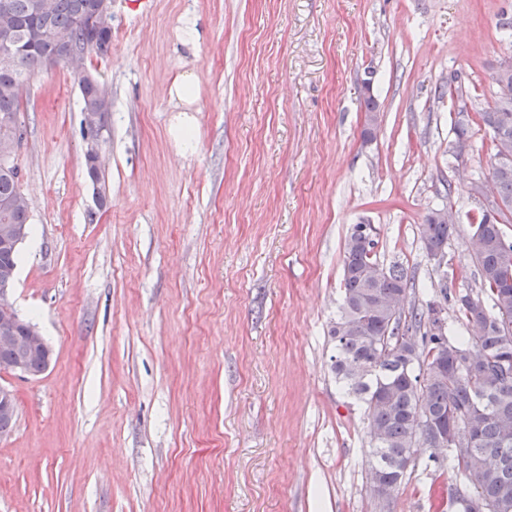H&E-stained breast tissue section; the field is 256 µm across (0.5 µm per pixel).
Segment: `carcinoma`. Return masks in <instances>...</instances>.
Instances as JSON below:
<instances>
[{"label": "carcinoma", "mask_w": 512, "mask_h": 512, "mask_svg": "<svg viewBox=\"0 0 512 512\" xmlns=\"http://www.w3.org/2000/svg\"><path fill=\"white\" fill-rule=\"evenodd\" d=\"M8 24L16 42L0 53L22 54V67L0 64V137L24 139L19 121L23 93L35 70L53 54L51 30L88 55L105 57L111 37L85 22L95 0H48L50 17L36 7L43 0H9ZM82 110L100 102L104 86L78 79ZM20 171L0 173V198L15 206L0 213L1 224L29 230L28 204L19 186ZM499 198L512 213V167L497 174ZM479 242L469 249L480 286L458 298L466 324L476 336L448 335L447 317L436 303L410 312L391 309L408 280L398 265L381 267L373 259L375 241L352 233L344 247L340 315L331 327L336 343L334 370L347 393L366 406L376 458L372 470L395 489L415 466L416 449L432 447L440 428L464 430L469 450L448 452L456 479L472 491L463 512H512V241L502 225L512 217L482 215ZM452 226L430 210L419 235L428 251L448 244Z\"/></svg>", "instance_id": "1"}]
</instances>
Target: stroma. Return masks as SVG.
<instances>
[{"mask_svg": "<svg viewBox=\"0 0 512 512\" xmlns=\"http://www.w3.org/2000/svg\"><path fill=\"white\" fill-rule=\"evenodd\" d=\"M198 19L188 52L178 33ZM512 0H112V98L87 173L74 68L36 69L17 155L31 236L9 302L53 350L0 435V512H436L420 449L382 507L363 404L331 370L344 244L368 224L409 304L477 289L466 189L491 132L454 131L453 74L492 107ZM193 68L200 97L168 88ZM379 125L365 140L363 99ZM195 129L191 148L174 133ZM454 219L437 266L418 226ZM199 86L193 71L182 72L169 89V96L177 112H192L198 99Z\"/></svg>", "mask_w": 512, "mask_h": 512, "instance_id": "1", "label": "stroma"}]
</instances>
